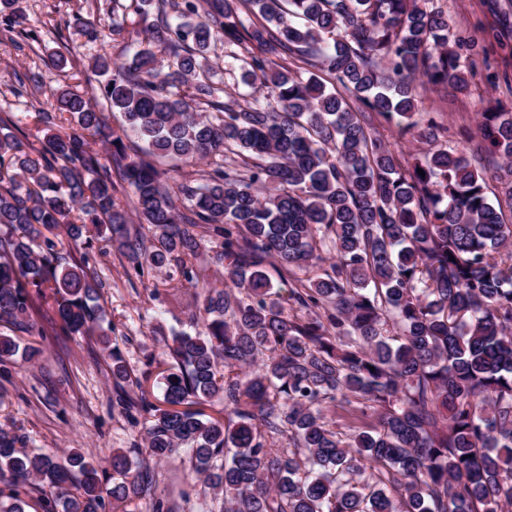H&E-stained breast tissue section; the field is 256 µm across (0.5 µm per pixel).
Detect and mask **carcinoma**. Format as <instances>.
Instances as JSON below:
<instances>
[{
  "mask_svg": "<svg viewBox=\"0 0 512 512\" xmlns=\"http://www.w3.org/2000/svg\"><path fill=\"white\" fill-rule=\"evenodd\" d=\"M440 2L112 0V40L129 22L140 35L126 62H93L121 132L70 89L36 114L38 146L0 118V378L40 353L23 334L96 335L116 405L150 417L108 470L0 426V512L32 499L40 512H178L156 494L157 463L183 450L203 477L199 512H509L512 223L448 128L418 111L416 77L465 93L483 52ZM16 24L0 12L21 51L35 36ZM218 42L260 85L245 107L211 80ZM377 120L429 149L404 157ZM479 135L512 205V112L483 113ZM168 156L208 169L168 186ZM66 242L80 249L70 265ZM114 243L140 276L166 267L203 296L186 327L158 332L160 405L130 395L142 382L109 339L96 267ZM208 243L221 289L199 265ZM270 257L302 273L286 304ZM338 401L376 426L336 429L325 409Z\"/></svg>",
  "mask_w": 512,
  "mask_h": 512,
  "instance_id": "cac0c4a2",
  "label": "carcinoma"
}]
</instances>
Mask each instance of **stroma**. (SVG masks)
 <instances>
[{
    "instance_id": "stroma-1",
    "label": "stroma",
    "mask_w": 512,
    "mask_h": 512,
    "mask_svg": "<svg viewBox=\"0 0 512 512\" xmlns=\"http://www.w3.org/2000/svg\"><path fill=\"white\" fill-rule=\"evenodd\" d=\"M455 30L484 40L487 55L478 60L468 94L450 96L419 87L420 109L434 113L448 128L449 145L473 152L467 134L476 133L482 112L496 103L512 106V0H443ZM18 29L34 32L32 48L17 50L0 43V116L10 117L29 139L42 136L35 120L55 94L67 87L85 97L94 91L87 78L94 59L102 54L115 62L129 55L123 45L107 35L87 40L74 24L75 15L101 18L112 23V0H17ZM68 59L64 69L47 66L51 54ZM33 73L41 78L35 94L17 95L16 74ZM105 283L104 298L122 339L121 349L135 374L147 371V359L157 354L151 332L180 328L189 311L200 305L194 285H174L165 269L139 276L117 247L97 267ZM159 288L162 298L149 299ZM41 354L17 361L10 382L0 386V424L21 430L29 447L64 457L77 449L94 460L108 462L113 449L130 447L142 440L145 418L130 419L113 406L112 375L96 337L72 336L61 342L33 337Z\"/></svg>"
}]
</instances>
